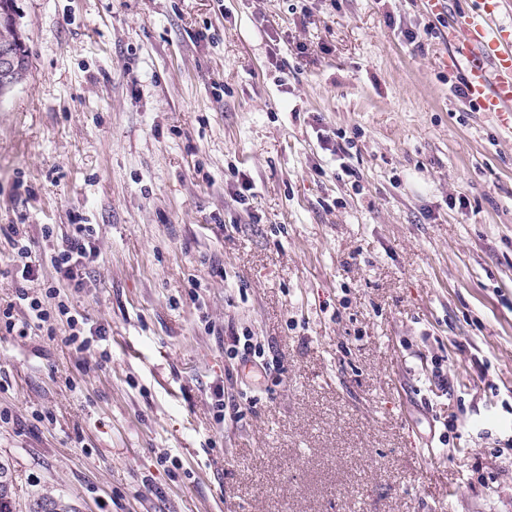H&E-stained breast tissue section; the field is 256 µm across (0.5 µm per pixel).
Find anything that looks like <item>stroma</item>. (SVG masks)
<instances>
[{"mask_svg": "<svg viewBox=\"0 0 512 512\" xmlns=\"http://www.w3.org/2000/svg\"><path fill=\"white\" fill-rule=\"evenodd\" d=\"M468 7L16 0L0 306L10 225L49 276L87 224L62 294L106 328L0 332L17 512H512V137L454 93Z\"/></svg>", "mask_w": 512, "mask_h": 512, "instance_id": "35a3bbf8", "label": "stroma"}]
</instances>
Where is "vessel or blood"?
Listing matches in <instances>:
<instances>
[{
  "label": "vessel or blood",
  "instance_id": "vessel-or-blood-1",
  "mask_svg": "<svg viewBox=\"0 0 512 512\" xmlns=\"http://www.w3.org/2000/svg\"><path fill=\"white\" fill-rule=\"evenodd\" d=\"M475 4L448 27L449 41L458 46L454 63L475 104L512 137V25L499 21L506 0H475Z\"/></svg>",
  "mask_w": 512,
  "mask_h": 512
}]
</instances>
